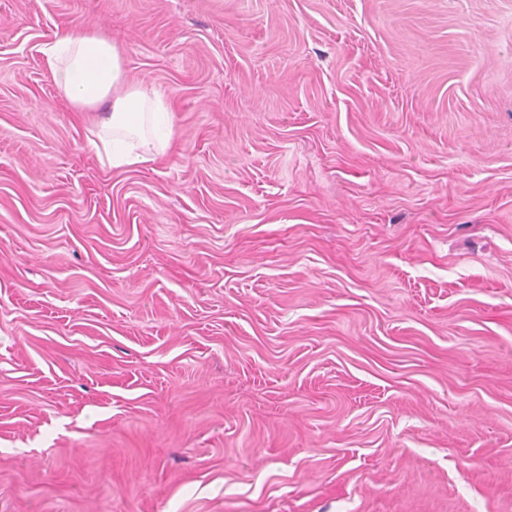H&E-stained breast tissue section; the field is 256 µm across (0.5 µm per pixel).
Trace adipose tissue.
I'll return each instance as SVG.
<instances>
[{
	"instance_id": "obj_1",
	"label": "adipose tissue",
	"mask_w": 512,
	"mask_h": 512,
	"mask_svg": "<svg viewBox=\"0 0 512 512\" xmlns=\"http://www.w3.org/2000/svg\"><path fill=\"white\" fill-rule=\"evenodd\" d=\"M40 53L72 111L95 113L91 146L100 160L115 169L146 166L174 150L171 103L127 82L113 40L72 26L44 42Z\"/></svg>"
}]
</instances>
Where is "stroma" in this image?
I'll list each match as a JSON object with an SVG mask.
<instances>
[{
  "instance_id": "stroma-1",
  "label": "stroma",
  "mask_w": 512,
  "mask_h": 512,
  "mask_svg": "<svg viewBox=\"0 0 512 512\" xmlns=\"http://www.w3.org/2000/svg\"><path fill=\"white\" fill-rule=\"evenodd\" d=\"M0 512H512V0H0ZM42 60L73 112H100L90 143L112 169L161 161L175 148L173 107L160 93L127 82L111 39L69 27L44 42Z\"/></svg>"
}]
</instances>
